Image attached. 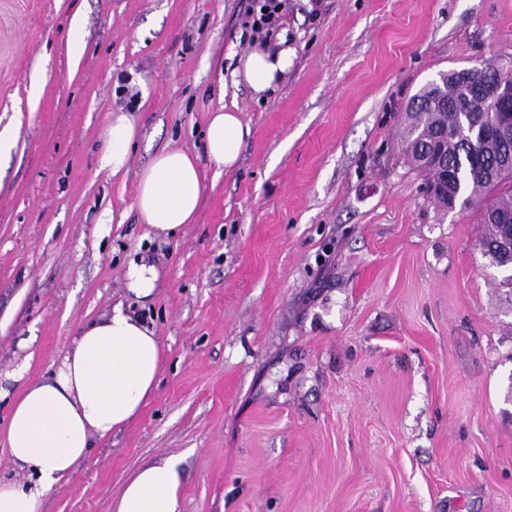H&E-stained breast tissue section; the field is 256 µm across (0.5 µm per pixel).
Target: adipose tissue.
Wrapping results in <instances>:
<instances>
[{
    "label": "adipose tissue",
    "mask_w": 512,
    "mask_h": 512,
    "mask_svg": "<svg viewBox=\"0 0 512 512\" xmlns=\"http://www.w3.org/2000/svg\"><path fill=\"white\" fill-rule=\"evenodd\" d=\"M294 52L287 34L277 48L254 42L239 56L234 84L261 96L288 75ZM249 129L238 110L219 107L207 117L205 151L217 168L233 169ZM138 137L134 117L113 113L100 135L97 164L126 174ZM204 175L187 148L166 145L137 174L135 205L141 223L157 234H175L194 223ZM163 346L152 327L122 305L82 325L63 348L58 366L25 384L12 403L6 433L7 462L27 481L0 479V512H43L44 497L67 481L89 457L94 440L127 425L157 387ZM182 460L164 456L135 470L110 504L111 512H181Z\"/></svg>",
    "instance_id": "adipose-tissue-1"
}]
</instances>
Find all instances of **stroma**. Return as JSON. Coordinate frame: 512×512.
<instances>
[{"instance_id": "stroma-1", "label": "stroma", "mask_w": 512, "mask_h": 512, "mask_svg": "<svg viewBox=\"0 0 512 512\" xmlns=\"http://www.w3.org/2000/svg\"><path fill=\"white\" fill-rule=\"evenodd\" d=\"M247 5L0 0V435L120 302L162 342L157 388L44 512H108L168 455L182 512H512V289L480 206L439 208L401 146L439 73L512 66V0H287L293 65L259 98L231 84ZM222 104L250 129L237 166L206 165L195 223L155 235L138 172L170 142L203 154ZM116 112L139 136L113 178L95 148ZM158 278L156 267L146 257L129 261L125 273L126 288L137 300L146 301L154 293Z\"/></svg>"}]
</instances>
